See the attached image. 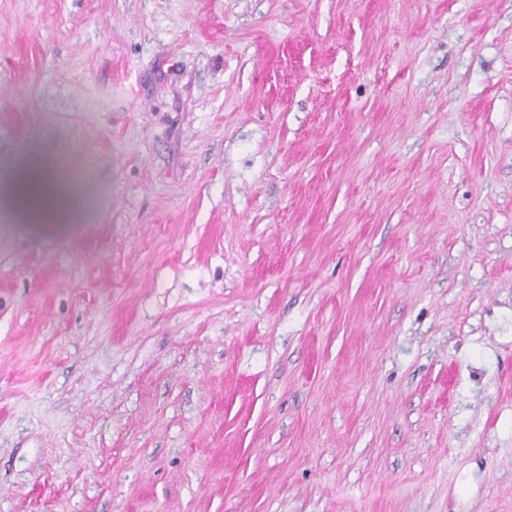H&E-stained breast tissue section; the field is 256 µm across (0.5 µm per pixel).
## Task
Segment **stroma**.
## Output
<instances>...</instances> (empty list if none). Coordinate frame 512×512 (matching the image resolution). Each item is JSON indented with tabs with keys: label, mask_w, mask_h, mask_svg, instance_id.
Wrapping results in <instances>:
<instances>
[{
	"label": "stroma",
	"mask_w": 512,
	"mask_h": 512,
	"mask_svg": "<svg viewBox=\"0 0 512 512\" xmlns=\"http://www.w3.org/2000/svg\"><path fill=\"white\" fill-rule=\"evenodd\" d=\"M0 512H512V0H0ZM28 182L33 186L44 213H52L59 209L67 203L71 195L69 185L52 172H33Z\"/></svg>",
	"instance_id": "obj_1"
}]
</instances>
